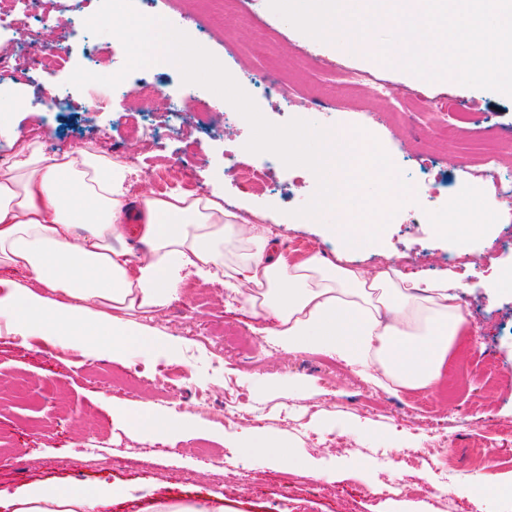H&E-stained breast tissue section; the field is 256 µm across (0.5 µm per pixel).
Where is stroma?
<instances>
[{"label":"stroma","mask_w":512,"mask_h":512,"mask_svg":"<svg viewBox=\"0 0 512 512\" xmlns=\"http://www.w3.org/2000/svg\"><path fill=\"white\" fill-rule=\"evenodd\" d=\"M251 8L255 18L244 22L224 16L215 0H157L156 17L165 27L201 43L216 68L239 79L240 105L209 113L205 132L195 128V111L215 94L208 75L197 81L182 136L170 139L160 131L148 140L136 128L161 123V113L140 103L89 116V99L104 95V88L70 81L63 71L44 74L40 89L30 90L28 111L14 117L16 131L40 138L52 153L91 142L137 156L135 195L154 190L151 174L160 168L174 169L169 184L175 188L208 192L223 186L238 209L275 217L272 234L289 248H316L332 257L336 242L321 227L336 223L335 213H321L309 224L294 221L322 193L317 174L299 162L267 163L265 156L241 152L240 143L258 133L276 137L302 115L320 125L337 113L336 136L345 146L360 132L353 109L364 104L378 118V152L398 149L399 165L410 173L417 158H427L453 185L435 202L423 194L409 197L391 214L381 241L353 254L352 261L374 269L390 257L407 272H448V258L459 248L434 235L425 216L447 210L457 194L490 203L494 186L479 178L480 160L461 154L465 143L484 138L489 127L500 132L496 153L503 172L512 174V99L455 82H428L370 55L338 51L286 22L268 0H252ZM264 21L275 27L274 41L259 38ZM300 57L305 68L292 84L305 104L299 114L280 96L265 94L258 75L273 64L289 71ZM326 59L384 80L390 98L339 83L335 71L323 67ZM61 85L70 98L60 108L50 104L47 91ZM414 92L473 113L465 122L450 112L405 117L399 107ZM230 150L236 160L263 166L266 189L230 175ZM511 233L512 223L476 230L469 238V250L482 252L485 261H467L455 271L468 327L448 356L445 384L427 391L391 395L335 354L318 348L288 353L248 328L238 296L194 279L184 300L151 317H127L170 335L174 350L165 357L134 349L115 359L81 343L0 337V489L33 483L123 489L110 512H140L155 499L212 493L223 494L224 512H427L430 488L445 487V512H512V435L503 432L512 426V295L487 286L491 263L512 265V248L497 246ZM218 359L223 369H214ZM235 392L263 406L254 427L290 440L298 467L288 471L270 455L235 447L241 417L218 415ZM142 411L187 413L192 424L173 435L148 437L129 424L130 415ZM431 424L454 438L457 469L445 470L427 445ZM476 442L493 463L479 475L463 462ZM370 448L385 449L388 464L367 456ZM477 475L490 495L459 497L458 489Z\"/></svg>","instance_id":"35a3bbf8"}]
</instances>
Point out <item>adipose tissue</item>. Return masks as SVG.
<instances>
[{"label": "adipose tissue", "instance_id": "obj_1", "mask_svg": "<svg viewBox=\"0 0 512 512\" xmlns=\"http://www.w3.org/2000/svg\"><path fill=\"white\" fill-rule=\"evenodd\" d=\"M29 96L0 82V138L11 153L0 162V335H41L89 343L118 355L134 348L167 351L157 332L130 327L122 313L154 314L183 293L194 275L240 295L265 335L287 352L311 347L336 352L377 388L397 395L437 386L448 353L467 317L450 276L422 279L387 261L375 274L346 264L348 252L377 243V213L392 212L411 195L382 168H364L376 187L367 205H348L327 232L338 251L329 259L295 255L260 224L226 209L221 191L172 190L132 196L130 170L112 154L84 146L58 154L21 138L3 118L25 111ZM321 140L313 159L324 194L312 206L327 210L345 197L338 167L362 160L355 141L336 139L302 121L289 146ZM439 237L467 240L473 224H507L512 209L461 202L432 214ZM144 251L135 254L133 242ZM116 491L102 486L27 485L7 502L11 512H107Z\"/></svg>", "mask_w": 512, "mask_h": 512}]
</instances>
